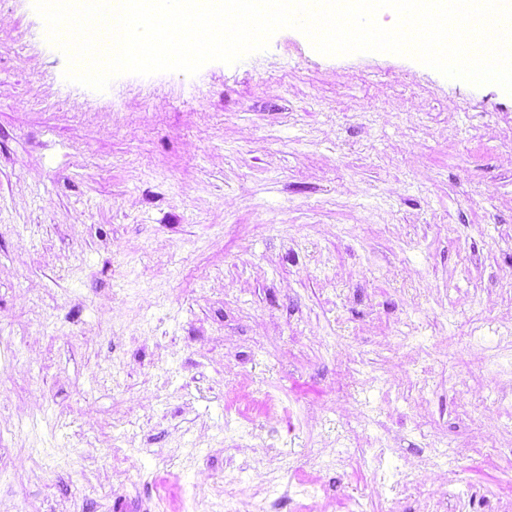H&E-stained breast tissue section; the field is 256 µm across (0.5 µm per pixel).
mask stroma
<instances>
[{
  "label": "stroma",
  "mask_w": 512,
  "mask_h": 512,
  "mask_svg": "<svg viewBox=\"0 0 512 512\" xmlns=\"http://www.w3.org/2000/svg\"><path fill=\"white\" fill-rule=\"evenodd\" d=\"M44 27L0 0V512H512V95L294 29L100 92Z\"/></svg>",
  "instance_id": "1"
}]
</instances>
